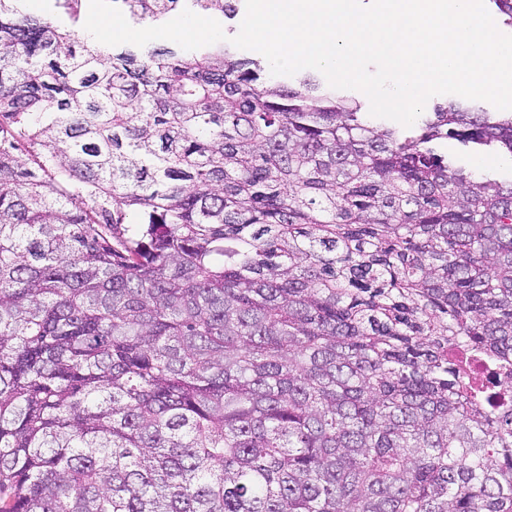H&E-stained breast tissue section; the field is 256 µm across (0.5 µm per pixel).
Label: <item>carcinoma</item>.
Masks as SVG:
<instances>
[{"mask_svg": "<svg viewBox=\"0 0 512 512\" xmlns=\"http://www.w3.org/2000/svg\"><path fill=\"white\" fill-rule=\"evenodd\" d=\"M82 2L0 0V512H512V392L461 368L512 371V182L432 147L512 157V113L374 126Z\"/></svg>", "mask_w": 512, "mask_h": 512, "instance_id": "obj_1", "label": "carcinoma"}]
</instances>
